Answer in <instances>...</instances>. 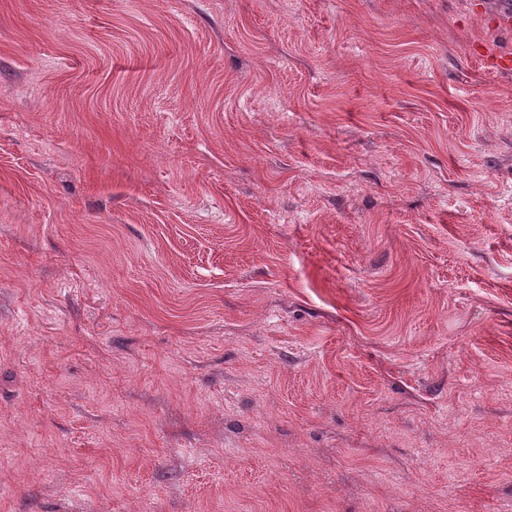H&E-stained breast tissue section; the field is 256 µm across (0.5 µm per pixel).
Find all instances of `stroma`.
<instances>
[{"mask_svg": "<svg viewBox=\"0 0 512 512\" xmlns=\"http://www.w3.org/2000/svg\"><path fill=\"white\" fill-rule=\"evenodd\" d=\"M499 0H0V512H512Z\"/></svg>", "mask_w": 512, "mask_h": 512, "instance_id": "obj_1", "label": "stroma"}]
</instances>
